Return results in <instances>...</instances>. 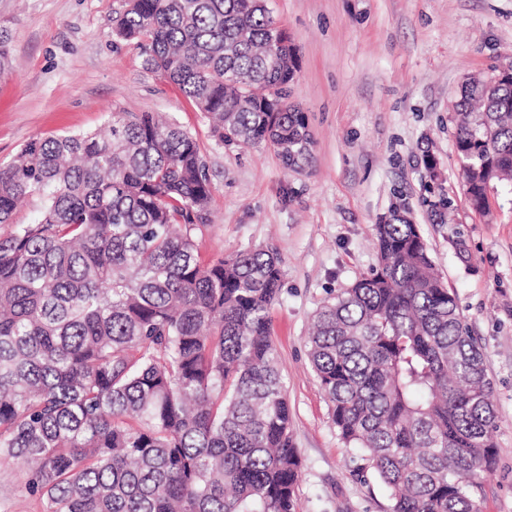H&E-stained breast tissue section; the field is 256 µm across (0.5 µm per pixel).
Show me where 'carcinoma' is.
Here are the masks:
<instances>
[{
    "label": "carcinoma",
    "mask_w": 512,
    "mask_h": 512,
    "mask_svg": "<svg viewBox=\"0 0 512 512\" xmlns=\"http://www.w3.org/2000/svg\"><path fill=\"white\" fill-rule=\"evenodd\" d=\"M267 0H127L115 35L219 140L311 157L297 70ZM455 148L471 208L512 182V74L463 90ZM0 465L47 512H297L301 458L271 337L282 260L201 261L211 198L196 139L149 112L26 144L0 165ZM377 265L313 316L308 358L345 446L390 512H478L500 448L483 348L398 210Z\"/></svg>",
    "instance_id": "1"
}]
</instances>
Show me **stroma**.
Returning a JSON list of instances; mask_svg holds the SVG:
<instances>
[{
    "mask_svg": "<svg viewBox=\"0 0 512 512\" xmlns=\"http://www.w3.org/2000/svg\"><path fill=\"white\" fill-rule=\"evenodd\" d=\"M126 0H0L12 68L0 77V164L29 141L100 128L109 113L176 120L206 161L211 201L197 236L202 261L269 248L284 263L272 339L302 461L298 512H389L371 472H357L311 371V317L377 263L373 228L391 209L418 224L496 383L493 474L481 512H512V185L491 183L490 212L462 189L455 105L467 77L512 53V0H269L298 62L288 100L314 145L303 168L273 149L220 142L207 118L158 73L139 42L117 38ZM451 199L439 222L426 204V156ZM462 232L469 256L449 240ZM25 470L0 465V512H45Z\"/></svg>",
    "mask_w": 512,
    "mask_h": 512,
    "instance_id": "35a3bbf8",
    "label": "stroma"
}]
</instances>
